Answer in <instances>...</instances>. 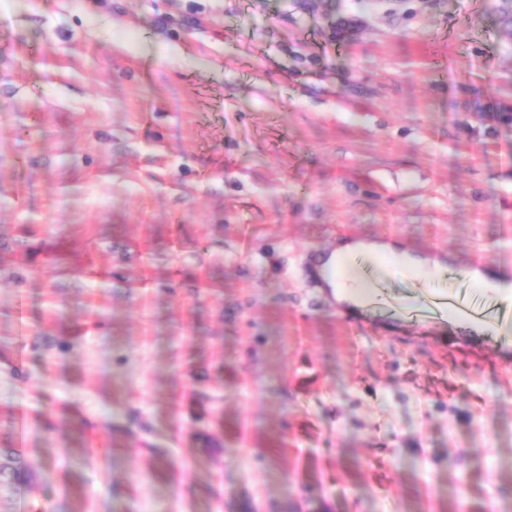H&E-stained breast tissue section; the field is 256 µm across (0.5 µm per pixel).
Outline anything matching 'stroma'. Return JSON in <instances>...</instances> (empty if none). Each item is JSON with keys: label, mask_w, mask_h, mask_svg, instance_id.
I'll return each instance as SVG.
<instances>
[{"label": "stroma", "mask_w": 512, "mask_h": 512, "mask_svg": "<svg viewBox=\"0 0 512 512\" xmlns=\"http://www.w3.org/2000/svg\"><path fill=\"white\" fill-rule=\"evenodd\" d=\"M477 262L512 0H0V512H512V348L398 309ZM380 257H393L396 262L410 271H417L433 264L439 266L436 260L416 255L400 254L391 244L351 241L345 243L333 252L323 263V273L336 303L348 305L351 310L361 309L369 299L365 288L358 277L350 276L346 272L347 262L357 260L367 261ZM348 282L351 285H348Z\"/></svg>", "instance_id": "35a3bbf8"}]
</instances>
